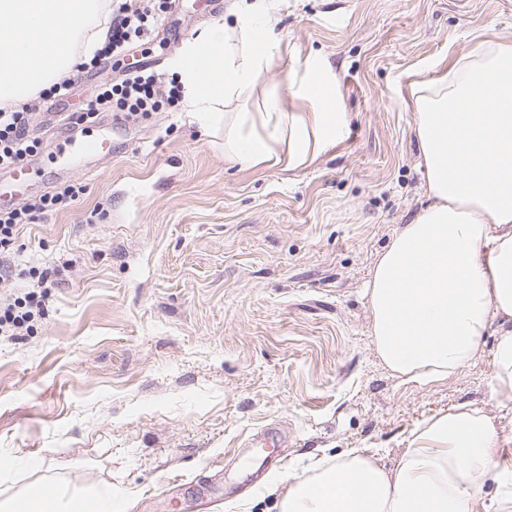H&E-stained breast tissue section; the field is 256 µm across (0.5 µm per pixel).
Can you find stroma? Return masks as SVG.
I'll use <instances>...</instances> for the list:
<instances>
[{
	"instance_id": "stroma-1",
	"label": "stroma",
	"mask_w": 512,
	"mask_h": 512,
	"mask_svg": "<svg viewBox=\"0 0 512 512\" xmlns=\"http://www.w3.org/2000/svg\"><path fill=\"white\" fill-rule=\"evenodd\" d=\"M277 48L261 78L284 112L309 63L349 114L342 142L309 166L246 168L185 112L108 127L95 170L44 141L37 196L67 183L79 198L25 226L18 262L58 268L37 331L0 340V452L14 477L72 489L108 485L128 512H278L266 492L292 461L348 448L394 466L414 424L465 402L510 442L512 412L489 398L496 342L456 376L403 384L377 355L364 283L392 237L427 203L409 82L477 34L512 42V0H275ZM236 0H179L166 33L107 61L60 100L84 108L100 83L152 60L173 73L183 46ZM275 433L276 460L251 487L252 439Z\"/></svg>"
}]
</instances>
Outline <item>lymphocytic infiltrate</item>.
<instances>
[{
  "label": "lymphocytic infiltrate",
  "instance_id": "obj_1",
  "mask_svg": "<svg viewBox=\"0 0 512 512\" xmlns=\"http://www.w3.org/2000/svg\"><path fill=\"white\" fill-rule=\"evenodd\" d=\"M158 21L156 0H112L104 42L91 63H105L106 59L119 56L131 42L151 37L158 30ZM88 64H76L72 73L55 83L50 92H39L21 107L0 106V170L13 167L37 151L39 140L33 137L29 128L31 111L36 110L47 96L67 95ZM180 99L181 88L177 81L142 69L102 84L88 106V113L94 117L101 112L117 110L129 119L161 111L166 106L177 107ZM79 194L78 187L67 185L0 210V337L14 339L29 333L44 319L55 286L54 269L15 265L13 256L20 233L25 226L60 210ZM17 279L28 281L26 291H16L13 282Z\"/></svg>",
  "mask_w": 512,
  "mask_h": 512
}]
</instances>
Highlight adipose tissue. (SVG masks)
Here are the masks:
<instances>
[{
  "label": "adipose tissue",
  "instance_id": "adipose-tissue-1",
  "mask_svg": "<svg viewBox=\"0 0 512 512\" xmlns=\"http://www.w3.org/2000/svg\"><path fill=\"white\" fill-rule=\"evenodd\" d=\"M277 10L241 0L234 24L189 41L177 65L190 121L224 128V155L246 167L313 163L348 127L319 71L292 87L305 104L283 113L259 93ZM102 0H0V102L50 85L102 44ZM409 84L413 134L430 203L392 238L364 288L375 349L401 382L428 385L473 361L498 324L490 398L512 411V42L477 41L452 63ZM260 102L261 109L248 106ZM395 467L350 448L310 457L301 474L268 484L280 512H474L494 484L497 512H512V472L488 416L467 404L416 424ZM111 487L84 495L29 481L0 489V512H116Z\"/></svg>",
  "mask_w": 512,
  "mask_h": 512
}]
</instances>
